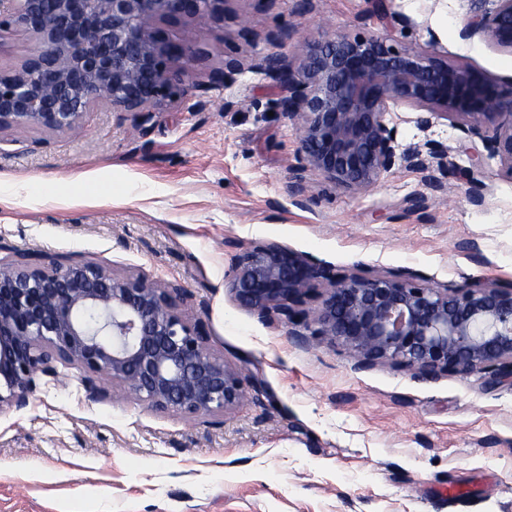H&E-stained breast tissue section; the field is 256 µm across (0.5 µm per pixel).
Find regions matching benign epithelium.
<instances>
[{"label":"benign epithelium","mask_w":512,"mask_h":512,"mask_svg":"<svg viewBox=\"0 0 512 512\" xmlns=\"http://www.w3.org/2000/svg\"><path fill=\"white\" fill-rule=\"evenodd\" d=\"M495 2L492 9L486 3ZM464 38L481 36L512 53V0H469ZM224 17V0H0V27L16 25L37 46L15 69L0 68V133L17 127L55 132L83 128L99 104L114 112L152 113L199 88L172 60L194 48L164 42L161 21ZM262 68L280 84L284 116L298 126L303 173L314 170L336 187L364 192L404 164L428 173L448 170V151L426 143L399 152L391 109L422 112L429 128L447 119L483 149L469 148L472 167L456 169L472 202L486 186L473 169L499 158L512 178V83L450 63L433 48L401 49L389 27L365 35L340 30L312 42L294 65L279 53ZM324 291L317 292L318 286ZM227 287L237 303L269 324H284L302 345L340 344L363 368L391 364L414 376L483 375L512 382V289L486 280L454 288L422 285L409 274L337 273L276 243L245 247ZM187 292L141 276L118 277L93 262H40L22 253L0 263V407H23L36 375L55 363L79 368L88 397L104 377L155 412L187 417L224 414L246 391L260 401L253 375L215 357L201 321L184 312Z\"/></svg>","instance_id":"obj_1"}]
</instances>
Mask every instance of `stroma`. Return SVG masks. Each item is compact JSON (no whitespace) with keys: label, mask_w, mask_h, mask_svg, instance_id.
I'll return each mask as SVG.
<instances>
[{"label":"stroma","mask_w":512,"mask_h":512,"mask_svg":"<svg viewBox=\"0 0 512 512\" xmlns=\"http://www.w3.org/2000/svg\"><path fill=\"white\" fill-rule=\"evenodd\" d=\"M469 0H224V18L161 24L202 90L149 120L100 107L78 132L0 136V260L30 250L187 289L212 353L255 375L260 401L226 414L158 413L111 380L91 400L58 365L27 406L0 407V512H512V385L478 375L362 369L340 345L303 346L241 307L226 276L277 243L338 271L512 288V178L490 161L483 204L456 178L432 189L395 166L354 194L314 171L291 185L299 132L258 64L298 62L341 29L390 26L398 45L512 82V53L460 35ZM225 82L212 84L213 74ZM391 115L401 149L433 141L467 166L460 130ZM425 197L414 209L410 201Z\"/></svg>","instance_id":"obj_1"}]
</instances>
